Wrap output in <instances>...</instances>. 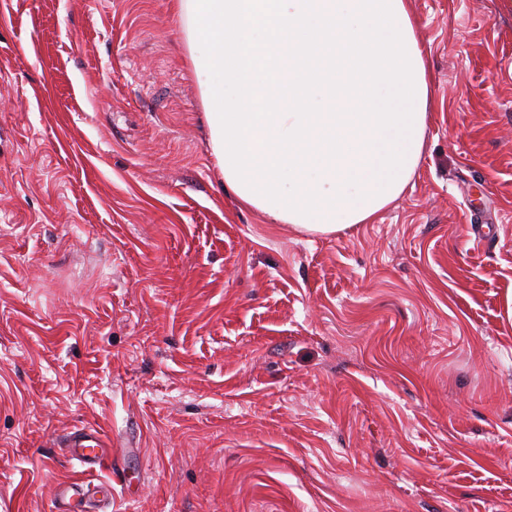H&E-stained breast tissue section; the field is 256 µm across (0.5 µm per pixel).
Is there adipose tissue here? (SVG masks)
I'll list each match as a JSON object with an SVG mask.
<instances>
[{"mask_svg": "<svg viewBox=\"0 0 512 512\" xmlns=\"http://www.w3.org/2000/svg\"><path fill=\"white\" fill-rule=\"evenodd\" d=\"M176 11L240 206L333 234L400 197L432 100L409 0H176Z\"/></svg>", "mask_w": 512, "mask_h": 512, "instance_id": "obj_1", "label": "adipose tissue"}]
</instances>
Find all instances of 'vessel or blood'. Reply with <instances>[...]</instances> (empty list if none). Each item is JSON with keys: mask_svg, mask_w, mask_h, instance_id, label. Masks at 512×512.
Wrapping results in <instances>:
<instances>
[{"mask_svg": "<svg viewBox=\"0 0 512 512\" xmlns=\"http://www.w3.org/2000/svg\"><path fill=\"white\" fill-rule=\"evenodd\" d=\"M60 446L67 461L82 467L85 476L58 484L52 512H103L112 502L111 481L98 477L112 467L108 439L98 430L78 429L61 439Z\"/></svg>", "mask_w": 512, "mask_h": 512, "instance_id": "b4317fda", "label": "vessel or blood"}]
</instances>
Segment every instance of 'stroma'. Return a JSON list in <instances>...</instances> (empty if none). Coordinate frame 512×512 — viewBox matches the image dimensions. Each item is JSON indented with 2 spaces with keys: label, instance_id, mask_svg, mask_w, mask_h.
<instances>
[{
  "label": "stroma",
  "instance_id": "1",
  "mask_svg": "<svg viewBox=\"0 0 512 512\" xmlns=\"http://www.w3.org/2000/svg\"><path fill=\"white\" fill-rule=\"evenodd\" d=\"M405 192L313 235L224 191L171 0H0V512H512V0H411ZM96 429H78L60 440L67 461L83 468L87 477L62 481L57 485L53 512L98 511L112 503V482L94 477L93 471L112 468V448Z\"/></svg>",
  "mask_w": 512,
  "mask_h": 512
}]
</instances>
